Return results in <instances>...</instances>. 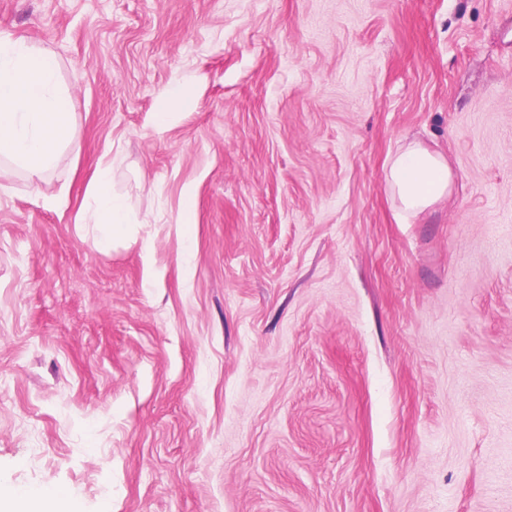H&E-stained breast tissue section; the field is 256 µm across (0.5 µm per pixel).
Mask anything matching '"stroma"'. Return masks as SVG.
I'll list each match as a JSON object with an SVG mask.
<instances>
[{
	"mask_svg": "<svg viewBox=\"0 0 512 512\" xmlns=\"http://www.w3.org/2000/svg\"><path fill=\"white\" fill-rule=\"evenodd\" d=\"M0 39L53 50L73 108L40 183L0 164V480L512 512V0H0ZM408 138L453 172L410 217ZM103 161L148 218L106 250L74 222ZM181 105L188 108L191 105V94L187 86L175 83L168 87L166 92L157 100L153 113L155 127L162 129L170 124L173 119V107Z\"/></svg>",
	"mask_w": 512,
	"mask_h": 512,
	"instance_id": "1",
	"label": "stroma"
}]
</instances>
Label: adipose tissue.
Instances as JSON below:
<instances>
[{"label": "adipose tissue", "instance_id": "1", "mask_svg": "<svg viewBox=\"0 0 512 512\" xmlns=\"http://www.w3.org/2000/svg\"><path fill=\"white\" fill-rule=\"evenodd\" d=\"M58 69L50 50L0 42V160L37 180L61 162L72 132L71 103L56 86ZM451 178L446 157L414 141L391 158L386 170L393 196L412 216L446 199ZM81 221L98 229L102 248L126 237L135 223L126 197L110 188L109 167H99Z\"/></svg>", "mask_w": 512, "mask_h": 512}]
</instances>
